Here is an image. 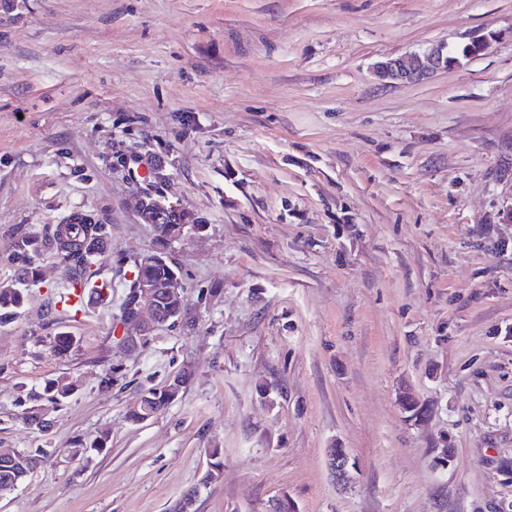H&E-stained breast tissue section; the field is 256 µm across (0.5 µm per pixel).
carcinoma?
<instances>
[{
	"instance_id": "obj_1",
	"label": "carcinoma",
	"mask_w": 512,
	"mask_h": 512,
	"mask_svg": "<svg viewBox=\"0 0 512 512\" xmlns=\"http://www.w3.org/2000/svg\"><path fill=\"white\" fill-rule=\"evenodd\" d=\"M187 224H196L201 231L206 228V225L198 223V220L177 208L165 214L164 221L155 225L158 248L154 255L160 257V260L133 268L135 277L156 283H164L169 279L173 266L167 260L166 250L172 242L183 238ZM108 234V225L101 223L95 213L85 210L70 213L60 224H45L40 229L17 228L7 244V249L21 271L23 282L20 286L13 283L0 287V327L14 323L19 317L25 299L24 286L40 281L37 260L43 254L53 255L63 266L67 285L83 288L93 285L100 275V270L94 268L98 256L91 254L85 243L91 239L98 241L100 253L103 254ZM72 345L73 338L67 332L61 331L53 336L49 351L63 356L70 351ZM182 390L183 387L179 385L148 390L142 399L141 413L133 412L130 418L139 422L147 416L155 417L173 403ZM76 391L77 381L63 376L45 382L40 391L29 395V400L39 402L45 399L60 403L72 397ZM401 403L408 418L414 421L428 413L426 406L410 395L403 396ZM45 457L47 451L38 448L33 453L23 452L6 464H1L0 495L13 491L15 484H24L34 473L32 461Z\"/></svg>"
}]
</instances>
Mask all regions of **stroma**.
<instances>
[{
  "label": "stroma",
  "mask_w": 512,
  "mask_h": 512,
  "mask_svg": "<svg viewBox=\"0 0 512 512\" xmlns=\"http://www.w3.org/2000/svg\"><path fill=\"white\" fill-rule=\"evenodd\" d=\"M491 31L426 82L374 73ZM142 192L206 229L169 250L186 320L130 352L111 327L155 248ZM510 209L512 0H0V284L16 226L76 210L110 225L112 281L111 303L55 315L64 272L43 256L0 328V448L50 451L0 512H171L190 492L195 512H500ZM183 372L166 410L130 419ZM59 376L77 393L29 427L30 393ZM102 432V452L72 455ZM212 448L224 465L207 483Z\"/></svg>",
  "instance_id": "1"
}]
</instances>
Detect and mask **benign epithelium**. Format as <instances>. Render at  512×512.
Returning a JSON list of instances; mask_svg holds the SVG:
<instances>
[{"mask_svg":"<svg viewBox=\"0 0 512 512\" xmlns=\"http://www.w3.org/2000/svg\"><path fill=\"white\" fill-rule=\"evenodd\" d=\"M448 70L443 64L440 44L424 45L389 61L376 64L378 76L403 84H417L432 75ZM181 280L173 273L163 286L140 281L133 283L128 298L131 305L120 322L115 339L120 345L137 350L143 340L153 336L160 325L165 324L161 297L181 299ZM331 467L340 482L349 479L350 457L342 448H333L330 453Z\"/></svg>","mask_w":512,"mask_h":512,"instance_id":"benign-epithelium-1","label":"benign epithelium"}]
</instances>
